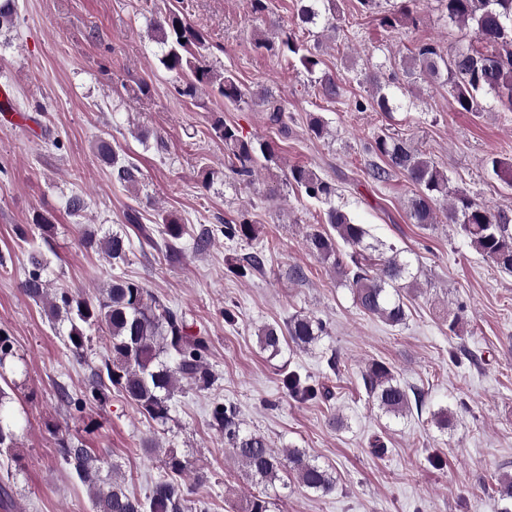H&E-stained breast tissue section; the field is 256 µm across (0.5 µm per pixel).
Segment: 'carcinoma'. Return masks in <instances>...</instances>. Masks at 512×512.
I'll list each match as a JSON object with an SVG mask.
<instances>
[{"mask_svg":"<svg viewBox=\"0 0 512 512\" xmlns=\"http://www.w3.org/2000/svg\"><path fill=\"white\" fill-rule=\"evenodd\" d=\"M448 20L472 30L474 41L443 49L439 44H419L406 61L402 74L385 75L379 71L366 76L376 87L371 101L355 103L358 111L370 109L386 114L396 110L395 99L382 92L394 88L405 94L419 82L448 84V93L461 112H479L483 99L492 96L507 112H512V0H439ZM297 28L316 34V43L305 45L295 35L281 40L285 55L298 57L308 74L321 71L316 78L324 99L334 101L340 95L336 76L320 70L322 33L338 29L336 0H297ZM153 30L162 45L160 64L174 73L179 81L174 92L193 98L198 87L205 86L219 97L237 103L245 96L236 77L229 71L216 74L206 63L202 32L176 11L153 20ZM266 119L271 128L283 137L288 135V113L273 95L264 94ZM216 135L224 140L227 170L236 179L250 180L259 160L273 158L274 147L268 141H254L222 121L214 125ZM368 149L378 155L383 164L373 166L368 176L377 182L386 181L393 173L403 174L414 186L409 200L408 215L421 227L448 223L459 228L470 245L497 268L512 273V213L495 209L466 194L451 196L448 207L442 208L439 196L449 194L448 175L434 162L424 157L406 139L380 135L369 143ZM97 154L112 167L114 179L129 186L140 182V169L132 161L119 157L106 142L97 145ZM490 175L512 187V162L493 154L486 160ZM289 182L310 198L326 206L325 220L329 229L313 230L306 235V247L315 257L333 260V266L350 288L358 308L365 314L377 316L392 326L407 318L400 299L401 283L415 279L411 262L402 251L367 241L368 231L354 223L349 214L335 204V185L318 177L305 166L289 171ZM224 237L251 240L255 228L242 211L232 223L221 229ZM161 233L169 248L187 234L185 225L175 218L163 219ZM89 246L97 245L115 264L125 263L132 254L130 238L121 233L104 236ZM30 269L23 282L24 294L49 310L51 320L68 322L67 342L70 351L83 356L88 332L102 327L110 337L112 358L102 362L88 377L86 392L96 401L105 398L106 384L117 388L125 399L134 403L140 412L153 421H165L169 416L171 394L184 380L200 391L211 389L216 377L207 365L208 341L203 337L190 338L184 317L161 304L141 284L120 275L112 276L109 285L96 297L79 291L59 289L50 292L42 277L44 261L38 254L29 257ZM326 335L323 323L307 315H294L285 326L267 324L258 330L260 349L274 358L281 354L283 344L299 348L314 344ZM366 393L388 415L403 417L411 408H421L422 393L408 390L393 370L383 362L374 361L362 372ZM289 394L299 400H312L327 395L308 383L297 372L283 378ZM212 417L224 432V444L240 463L247 478L264 485L275 482L287 486L294 480L307 490L328 494L335 490L334 476L329 469L310 459L300 448H274L262 436L243 430L235 407L218 404ZM59 455L76 478L87 487L92 512H189L190 489L174 480L188 470V462L174 448L164 450L161 463L166 476L152 486L149 494L140 498L128 494L120 483L117 467L108 459L68 439L60 442ZM500 512H512V477L499 479ZM269 495H252L244 512H270Z\"/></svg>","mask_w":512,"mask_h":512,"instance_id":"1","label":"carcinoma"}]
</instances>
